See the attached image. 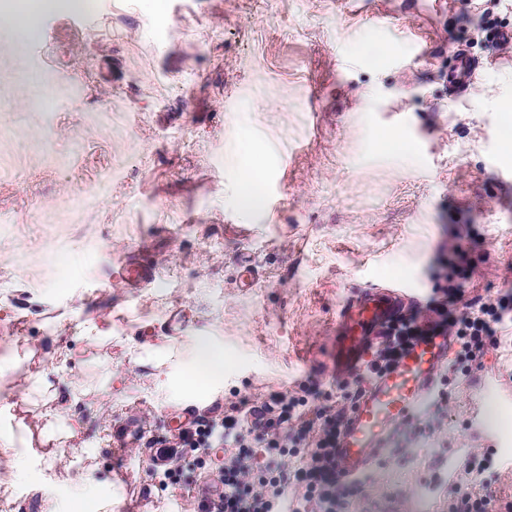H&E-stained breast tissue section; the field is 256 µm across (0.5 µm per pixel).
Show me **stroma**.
Wrapping results in <instances>:
<instances>
[{
	"label": "stroma",
	"instance_id": "1",
	"mask_svg": "<svg viewBox=\"0 0 512 512\" xmlns=\"http://www.w3.org/2000/svg\"><path fill=\"white\" fill-rule=\"evenodd\" d=\"M96 2L47 9L19 51L0 27V440L21 462L0 457V506L199 512V469L168 485L151 472L149 440L174 438L187 410L219 420L274 393L350 410L354 387L328 366L342 304L393 280L441 296L449 246L471 264L453 313L512 292V126L494 106L512 94V45L483 29L512 27V0H364L357 15L343 0ZM457 45L483 63L463 97L448 93ZM130 259L154 282L118 280ZM201 340L224 374L193 386ZM489 375L512 384V328L394 429L352 512H446L475 456L505 512L512 459L471 425L483 402L512 447ZM53 416L68 430L49 441ZM127 418L145 439L118 452ZM262 175L259 169L255 168L246 175L240 186V202L251 210H257L261 200Z\"/></svg>",
	"mask_w": 512,
	"mask_h": 512
}]
</instances>
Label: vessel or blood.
<instances>
[{
	"label": "vessel or blood",
	"instance_id": "obj_1",
	"mask_svg": "<svg viewBox=\"0 0 512 512\" xmlns=\"http://www.w3.org/2000/svg\"><path fill=\"white\" fill-rule=\"evenodd\" d=\"M452 90L466 92L478 63L465 50L454 52ZM401 288H369L339 312L337 341L330 354L335 373L359 369L385 327L411 303ZM450 354L449 337L435 332L414 339L396 361L378 373L356 399L344 421L336 456L343 481L357 479L374 462L393 431L436 391Z\"/></svg>",
	"mask_w": 512,
	"mask_h": 512
}]
</instances>
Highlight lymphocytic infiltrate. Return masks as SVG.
I'll return each instance as SVG.
<instances>
[{
    "mask_svg": "<svg viewBox=\"0 0 512 512\" xmlns=\"http://www.w3.org/2000/svg\"><path fill=\"white\" fill-rule=\"evenodd\" d=\"M427 308L447 326L461 356L474 364L480 363L488 346L495 343L497 325L512 322V296L461 316L453 315L444 300L430 299ZM304 405V400L278 394L268 403L238 409L226 416L223 424L198 419L181 430L179 447L194 451L228 444L241 448L250 440L268 449L263 463L256 466L242 455L225 462L212 491L199 499L201 512H281L285 506L290 512H348L362 483H348L340 477L335 448L342 416L314 410L321 435L301 466L287 471L277 460L278 435L304 418ZM291 482L299 485L300 491L288 499L284 488Z\"/></svg>",
    "mask_w": 512,
    "mask_h": 512,
    "instance_id": "obj_1",
    "label": "lymphocytic infiltrate"
}]
</instances>
